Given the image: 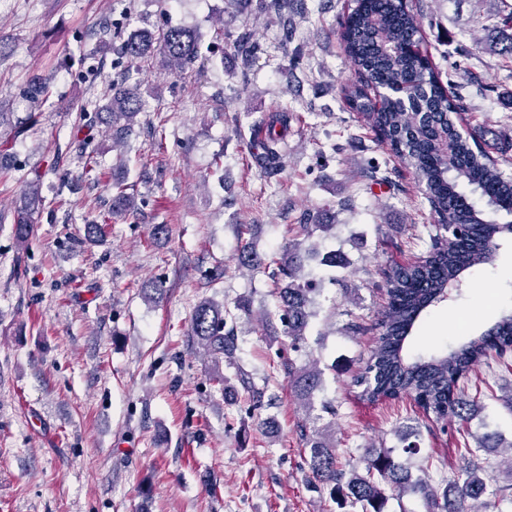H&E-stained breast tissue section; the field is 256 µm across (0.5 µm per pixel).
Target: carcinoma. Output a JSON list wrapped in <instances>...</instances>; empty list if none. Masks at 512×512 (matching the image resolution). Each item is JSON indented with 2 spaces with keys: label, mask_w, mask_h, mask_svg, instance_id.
Segmentation results:
<instances>
[{
  "label": "carcinoma",
  "mask_w": 512,
  "mask_h": 512,
  "mask_svg": "<svg viewBox=\"0 0 512 512\" xmlns=\"http://www.w3.org/2000/svg\"><path fill=\"white\" fill-rule=\"evenodd\" d=\"M354 6L340 22L339 38L358 81L343 88L350 108L377 132L399 159L401 169L416 175L436 216L430 250L417 264L393 267L385 273L388 303L377 318V336L364 371L355 378L361 399L375 402L409 397L423 413L464 429L476 416L478 404L465 391L475 367L492 355L512 350V315L502 316L491 328L446 351L413 355L406 343L428 309L439 302L444 290L461 286L462 274L495 257L497 240L512 235V176L504 168L511 158H494L482 147V133L461 131L465 99L447 89L435 74L421 48L422 19L408 0H353ZM486 40L476 49L512 56V12L482 24ZM199 36L186 27H170L158 34L135 31L118 48L127 69L155 55L175 70L193 66ZM374 96H369V93ZM48 93L47 79L27 82L24 96L39 105ZM140 109L134 88L112 97L107 116L112 119V138L119 140L133 125ZM288 113L276 122L259 125L255 141L266 172L280 169L283 132ZM445 140L451 150L439 152ZM112 210H138L135 198L121 185L114 186ZM41 204L38 184L22 191L11 212L12 233L25 245L33 232L32 216ZM240 265L263 273L276 285L277 313L297 350L315 315L313 278L305 277V257L299 244L277 256L262 257L251 247L242 248ZM230 311L212 299L194 308L189 342L202 349L215 364L236 358L237 336L228 325ZM297 397L311 399L322 389V372L316 367L292 371ZM309 448L307 466L312 477L330 489L341 505L362 512H384L385 488L398 495H413L424 512H472V503L488 494L493 476L476 468L463 469V482L434 486L425 478H412L411 468L394 448H376L363 458L362 470L339 465L336 445L316 428L299 429Z\"/></svg>",
  "instance_id": "cac0c4a2"
}]
</instances>
